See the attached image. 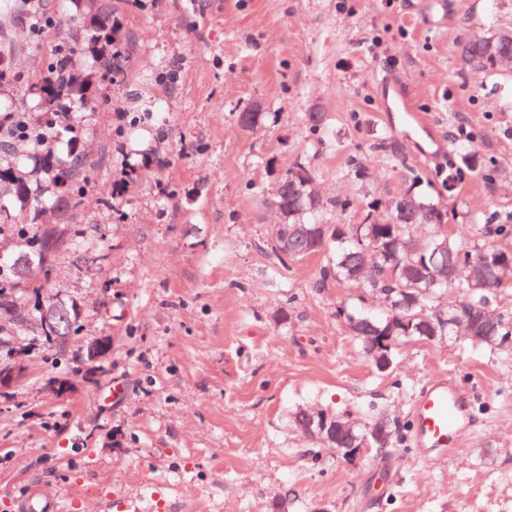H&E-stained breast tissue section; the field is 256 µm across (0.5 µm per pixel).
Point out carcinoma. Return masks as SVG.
I'll return each mask as SVG.
<instances>
[{
    "label": "carcinoma",
    "instance_id": "obj_1",
    "mask_svg": "<svg viewBox=\"0 0 512 512\" xmlns=\"http://www.w3.org/2000/svg\"><path fill=\"white\" fill-rule=\"evenodd\" d=\"M83 7L82 25L69 34L62 50L48 58L42 74L29 86L37 99L36 111L40 116L54 112L70 111V104L94 102L92 91L101 78L112 79V67L103 66L105 73L88 67L84 58L109 56L116 42L117 31L112 27L111 14L97 7L96 0H73ZM21 18L31 36L39 34L45 22L65 27L72 18L56 13L50 0H0V19ZM497 51L476 35L461 47V60L473 62L478 70L486 68V56ZM10 127L0 129V236H9L16 242V249L7 257L0 256V335L6 330H21L45 347L60 348L64 342L79 332L77 312L65 305L56 306L52 327L35 332L31 327L39 320L38 303H33L23 313L17 305L12 310L3 307L7 298L23 286L26 291L39 295L43 281L51 273L52 255L45 245L59 247V227L70 223L81 210L84 183L88 167L87 157L79 150L76 140H68L69 149L59 155L55 147L32 141L24 144L26 160L12 152L14 138ZM467 169L485 178H492L494 170L487 168L475 151L460 156L456 171ZM311 176L307 166L299 163L280 181L287 211L299 205L314 219L303 221L290 217L287 223L299 229L298 250H286L281 242L273 240L272 250L278 260L300 261L308 256L321 254L325 262L319 270L318 287L326 288L332 282H345L359 286L362 261L366 252L376 255L381 267L378 279L367 285L370 292L382 299L387 312L380 317H369L356 306L343 307V314L350 331L362 350L372 358L375 367L384 372L389 366L382 365L373 351L374 341L380 336L392 337L391 346L385 350L393 357L396 347L412 341H430L432 336L450 332L458 310L431 311L426 308L425 295L435 293L440 287L432 284V275L438 269H452L460 262L461 254L485 251L497 256L499 261H512V249L502 242L512 239V215L494 216L496 223L480 228L481 241L465 246L452 234L440 235L445 213L433 198L415 192V187L390 204L391 222L388 224H324L315 219L320 203L305 198L296 202L289 191V180ZM16 208L27 216L26 223L13 224L9 220L10 208ZM448 240V250L440 249ZM449 288H463L462 304L479 308L491 301L492 292L471 290L466 277L447 284ZM481 336H490L503 342L512 335V319L498 313L494 323H483L478 328ZM344 447L352 444L370 445L383 450L366 428H350L343 435Z\"/></svg>",
    "mask_w": 512,
    "mask_h": 512
}]
</instances>
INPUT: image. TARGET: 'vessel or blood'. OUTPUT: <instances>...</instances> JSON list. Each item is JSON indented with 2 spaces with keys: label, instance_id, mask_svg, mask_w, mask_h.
I'll return each instance as SVG.
<instances>
[{
  "label": "vessel or blood",
  "instance_id": "b4317fda",
  "mask_svg": "<svg viewBox=\"0 0 512 512\" xmlns=\"http://www.w3.org/2000/svg\"><path fill=\"white\" fill-rule=\"evenodd\" d=\"M380 108L398 115L402 126L418 143L416 149L425 158H437L447 152L446 145L433 135L430 124L419 112L406 85L388 77L377 86ZM478 390L457 377H445L427 384L410 410L411 440L417 457L437 464L456 454L473 426L472 406Z\"/></svg>",
  "mask_w": 512,
  "mask_h": 512
}]
</instances>
